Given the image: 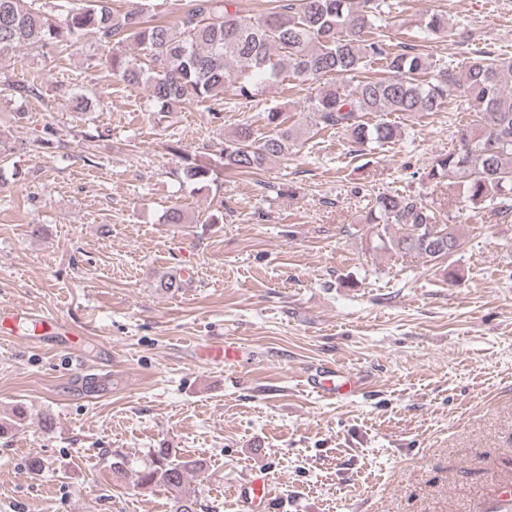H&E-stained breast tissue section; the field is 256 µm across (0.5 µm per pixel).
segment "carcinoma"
Returning a JSON list of instances; mask_svg holds the SVG:
<instances>
[{"label":"carcinoma","instance_id":"1","mask_svg":"<svg viewBox=\"0 0 512 512\" xmlns=\"http://www.w3.org/2000/svg\"><path fill=\"white\" fill-rule=\"evenodd\" d=\"M273 2L252 20L233 10L234 0H190L178 21L169 25L147 15L140 5L119 18L111 0H84L58 21L29 0H0V56L36 44L72 46L91 31L107 50L112 76L128 84H148L162 118L186 101L224 102L229 84L236 96L250 99L258 82H280L285 67L306 80L353 79L348 87L322 92L309 111L319 129L341 132L361 147L393 144L400 136L394 124L381 119L369 123L365 115L438 112L460 91L481 121L464 129L458 144L439 155L423 179L438 184L455 176L473 208L502 217L512 214V59L478 55L459 73L451 63L433 68L410 44L391 51L379 32V22L392 12L390 0ZM129 38L136 44L134 58L121 50ZM373 59L382 62V72L364 74ZM8 91L21 100L38 94L32 83H13ZM298 138V129L287 125L282 111L271 108L263 126L240 124L235 139L215 159L192 158L176 142L169 149L183 160L182 184L203 190L220 170L253 173L286 157ZM368 224L369 242L376 250L433 261L459 246L455 226L438 223L432 204L398 193H379L369 200ZM199 470L198 460H171L161 450L156 464L140 472L138 485L174 493L173 512H196V501L182 494V484Z\"/></svg>","mask_w":512,"mask_h":512}]
</instances>
